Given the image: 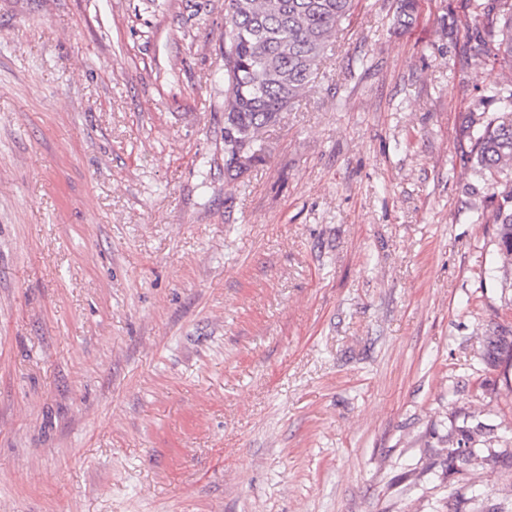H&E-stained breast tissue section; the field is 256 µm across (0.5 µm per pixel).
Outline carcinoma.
Segmentation results:
<instances>
[{
    "label": "carcinoma",
    "instance_id": "obj_1",
    "mask_svg": "<svg viewBox=\"0 0 512 512\" xmlns=\"http://www.w3.org/2000/svg\"><path fill=\"white\" fill-rule=\"evenodd\" d=\"M357 0H227L224 24V176L239 180L265 153L263 132L278 123L309 86L351 20ZM476 30L470 51L512 64V0L473 3ZM470 161L503 190L490 196L476 221L498 225L501 257L512 260V119L487 118L472 126ZM484 363L512 369V332L486 337ZM494 429L478 421L450 424L448 447L437 456L448 476L467 479L493 466L512 476V450L493 448Z\"/></svg>",
    "mask_w": 512,
    "mask_h": 512
}]
</instances>
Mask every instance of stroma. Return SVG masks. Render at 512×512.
Listing matches in <instances>:
<instances>
[{
  "instance_id": "1",
  "label": "stroma",
  "mask_w": 512,
  "mask_h": 512,
  "mask_svg": "<svg viewBox=\"0 0 512 512\" xmlns=\"http://www.w3.org/2000/svg\"><path fill=\"white\" fill-rule=\"evenodd\" d=\"M359 0L224 179V0H0V512H442L512 265L466 0ZM475 471L472 512L501 505ZM470 141L473 169L481 176L488 174L503 187L490 196L491 201L477 214L476 221L498 224V252L509 262L512 260V119L502 116L474 122Z\"/></svg>"
}]
</instances>
